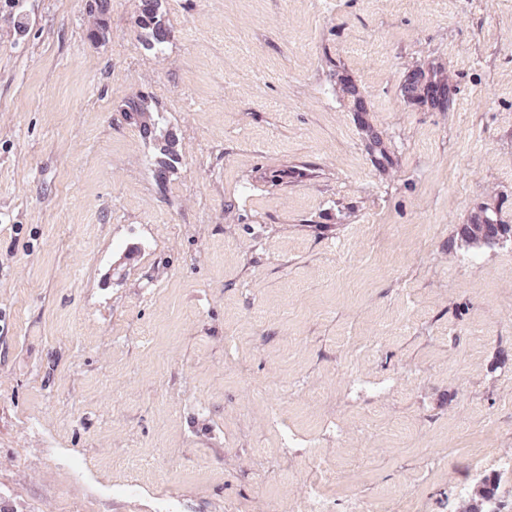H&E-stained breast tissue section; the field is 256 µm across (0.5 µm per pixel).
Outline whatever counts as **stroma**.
<instances>
[{
    "label": "stroma",
    "mask_w": 512,
    "mask_h": 512,
    "mask_svg": "<svg viewBox=\"0 0 512 512\" xmlns=\"http://www.w3.org/2000/svg\"><path fill=\"white\" fill-rule=\"evenodd\" d=\"M17 3L25 29L0 26V490L21 512H266L313 477L278 421L337 468V512L355 495L454 512L474 449L512 448V246L448 248L488 187L512 224V0H165L159 57L133 0H111L100 45L84 0L0 14ZM328 55L393 168L329 94ZM431 61L464 80L444 112L399 92ZM139 91L180 154L162 192L118 113ZM155 1L157 3L154 12L146 10L147 0L134 1L133 27L146 51L154 56H163L169 49L172 27L164 0H152ZM159 32H164L165 38H159Z\"/></svg>",
    "instance_id": "obj_1"
}]
</instances>
